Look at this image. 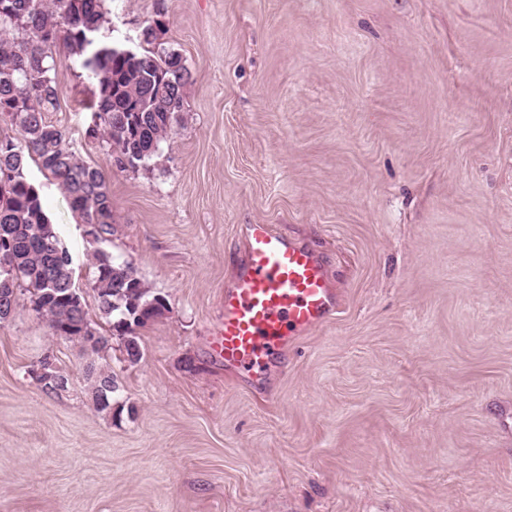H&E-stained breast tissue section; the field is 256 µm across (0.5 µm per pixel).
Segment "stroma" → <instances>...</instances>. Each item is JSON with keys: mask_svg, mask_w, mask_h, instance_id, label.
<instances>
[{"mask_svg": "<svg viewBox=\"0 0 512 512\" xmlns=\"http://www.w3.org/2000/svg\"><path fill=\"white\" fill-rule=\"evenodd\" d=\"M189 69L148 170L108 167L96 86L57 46L45 114L112 192L107 247L167 310L143 356L77 348L21 297L0 323V512H512V0H106ZM91 318L92 245L29 164ZM246 224L322 256L336 316L258 396L210 348ZM52 352L68 391L31 364Z\"/></svg>", "mask_w": 512, "mask_h": 512, "instance_id": "obj_1", "label": "stroma"}]
</instances>
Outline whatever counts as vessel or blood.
Returning a JSON list of instances; mask_svg holds the SVG:
<instances>
[{"label": "vessel or blood", "mask_w": 512, "mask_h": 512, "mask_svg": "<svg viewBox=\"0 0 512 512\" xmlns=\"http://www.w3.org/2000/svg\"><path fill=\"white\" fill-rule=\"evenodd\" d=\"M243 263L224 289V314L211 347L228 372L260 383L301 335L329 320L339 300L320 255L267 224L242 229Z\"/></svg>", "instance_id": "1"}]
</instances>
